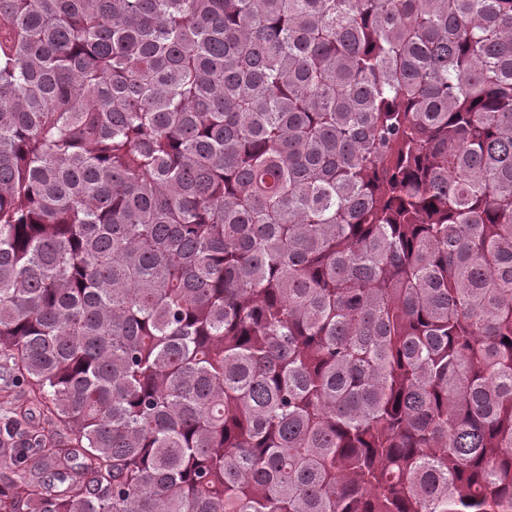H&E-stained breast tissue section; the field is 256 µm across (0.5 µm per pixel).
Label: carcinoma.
<instances>
[{
  "label": "carcinoma",
  "mask_w": 512,
  "mask_h": 512,
  "mask_svg": "<svg viewBox=\"0 0 512 512\" xmlns=\"http://www.w3.org/2000/svg\"><path fill=\"white\" fill-rule=\"evenodd\" d=\"M0 512H512V0H0Z\"/></svg>",
  "instance_id": "carcinoma-1"
}]
</instances>
